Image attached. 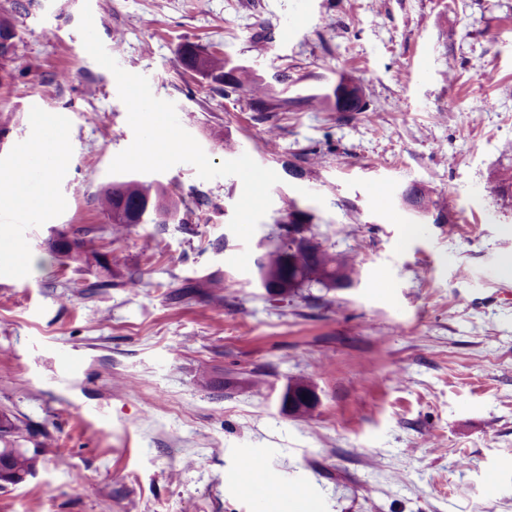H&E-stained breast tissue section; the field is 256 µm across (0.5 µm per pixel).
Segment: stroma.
I'll use <instances>...</instances> for the list:
<instances>
[{
	"label": "stroma",
	"mask_w": 512,
	"mask_h": 512,
	"mask_svg": "<svg viewBox=\"0 0 512 512\" xmlns=\"http://www.w3.org/2000/svg\"><path fill=\"white\" fill-rule=\"evenodd\" d=\"M86 3L213 164L246 153L279 173L250 243L229 228L241 180L180 163L154 179L194 204L190 223L133 226L109 286L49 252L55 231L107 225L97 197L133 141L114 75L83 52ZM16 30L0 223L21 259L0 257V413L43 455L0 487V512H281L277 493L252 502L233 482L256 455L293 512H512V202L493 190L512 168V0H28ZM187 42L230 55L284 111L261 117L181 68ZM343 75L366 111H314ZM56 126L52 170L10 191L14 152ZM413 185L446 220L403 202ZM293 207L355 263L350 286L261 287ZM245 250L242 272L229 260ZM217 270L223 292L173 300ZM298 380L319 397L304 416L281 407Z\"/></svg>",
	"instance_id": "obj_1"
}]
</instances>
